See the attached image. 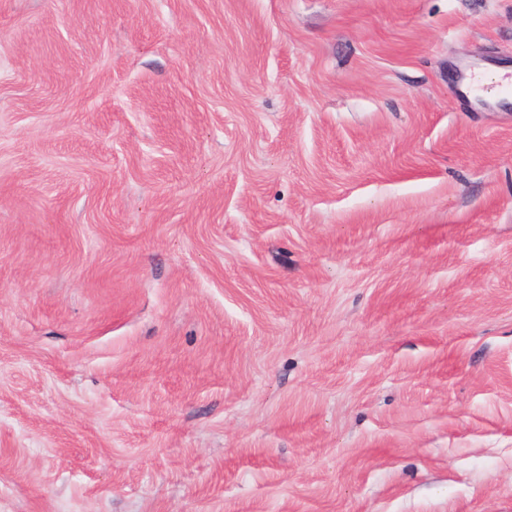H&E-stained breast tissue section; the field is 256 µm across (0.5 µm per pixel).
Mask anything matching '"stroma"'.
Here are the masks:
<instances>
[{"label":"stroma","instance_id":"35a3bbf8","mask_svg":"<svg viewBox=\"0 0 512 512\" xmlns=\"http://www.w3.org/2000/svg\"><path fill=\"white\" fill-rule=\"evenodd\" d=\"M512 0H0V512H512Z\"/></svg>","mask_w":512,"mask_h":512}]
</instances>
